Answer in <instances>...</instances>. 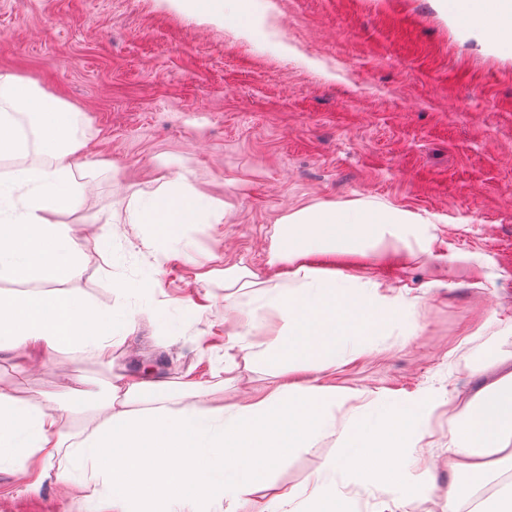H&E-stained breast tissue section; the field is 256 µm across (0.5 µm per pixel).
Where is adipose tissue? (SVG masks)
I'll list each match as a JSON object with an SVG mask.
<instances>
[{
    "label": "adipose tissue",
    "mask_w": 512,
    "mask_h": 512,
    "mask_svg": "<svg viewBox=\"0 0 512 512\" xmlns=\"http://www.w3.org/2000/svg\"><path fill=\"white\" fill-rule=\"evenodd\" d=\"M455 16L488 43L512 42V0H458ZM34 126L46 162L0 178V278L19 283L0 291V355L27 365L58 352L88 354L113 362V339L129 328L119 307L91 303L73 289L85 272L82 250L51 214L72 210L78 191L72 180L85 142L78 113L35 85L0 73V153H24L29 140L21 121ZM134 213L157 228L150 243L155 267H162L172 229L180 224H220L227 210L182 181L168 182L154 197L140 199ZM408 214L375 202L339 208L319 206L283 215L271 235V264L287 269L280 283L249 267H224L225 289L243 290L258 309H237L228 337L262 336L255 357L279 383L257 400L212 405L198 386L190 403L174 401L169 382L111 374L106 385L74 378L60 394L34 403L0 389V469L26 467L33 460L69 459L58 482L81 479L106 484L112 512H169L192 502L216 512H238L241 504L270 490L261 512H279L293 502V490L271 486V474L294 452L338 431L341 443L329 473H357L372 481L402 482L408 453L423 439L434 403L430 398L399 401L374 398L365 411L347 409V395L311 382L285 383L291 364L323 371L339 364L350 338L368 340L396 323L385 297L341 271L342 257L367 258L385 238L400 240ZM83 400L85 428L62 431L74 414L69 398ZM458 445L448 451L449 475L476 477L499 464L504 438L512 436V374L489 393L468 402L452 423Z\"/></svg>",
    "instance_id": "1"
}]
</instances>
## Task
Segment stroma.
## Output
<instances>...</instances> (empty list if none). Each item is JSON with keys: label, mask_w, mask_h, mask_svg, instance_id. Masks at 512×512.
Instances as JSON below:
<instances>
[{"label": "stroma", "mask_w": 512, "mask_h": 512, "mask_svg": "<svg viewBox=\"0 0 512 512\" xmlns=\"http://www.w3.org/2000/svg\"><path fill=\"white\" fill-rule=\"evenodd\" d=\"M0 72L79 110L80 204L51 220L82 245L76 289L132 314L113 366L170 380L176 401L196 385L217 406L275 386L246 357L254 336L224 348L225 306L249 298L225 294L223 272L228 261L267 270L278 218L358 201L408 212L398 257L347 268L393 298L404 325L312 381L353 407L432 398L409 482L340 475L334 489L353 512H445L449 413L512 372V47L460 29L437 0H247L239 23L195 0H0ZM178 176L229 218L175 230L157 275L144 246L155 227L131 204ZM154 275L151 295L118 290ZM109 369L88 355L24 370L0 357V388L39 401L62 374L104 381ZM338 448L318 438L275 482L303 490ZM65 466L57 457L42 481L37 462L0 472V512H112L108 495L91 502L80 483H58ZM457 482L458 512H473L512 485V464Z\"/></svg>", "instance_id": "1"}]
</instances>
